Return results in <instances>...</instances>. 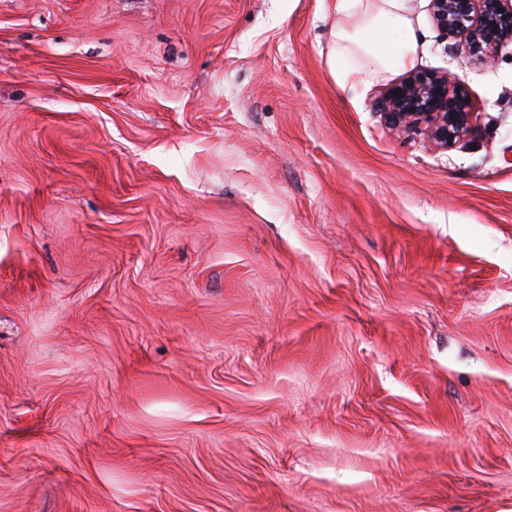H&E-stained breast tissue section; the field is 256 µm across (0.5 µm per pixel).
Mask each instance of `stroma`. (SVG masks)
<instances>
[{
  "instance_id": "obj_1",
  "label": "stroma",
  "mask_w": 512,
  "mask_h": 512,
  "mask_svg": "<svg viewBox=\"0 0 512 512\" xmlns=\"http://www.w3.org/2000/svg\"><path fill=\"white\" fill-rule=\"evenodd\" d=\"M336 0H0V512H512V54L393 129ZM397 88L401 93L394 96ZM467 98L466 84L448 72H414L390 85L381 104L397 129L422 128L435 146L445 150L473 133L475 109L471 100L465 103Z\"/></svg>"
}]
</instances>
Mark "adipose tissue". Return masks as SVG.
<instances>
[{"label": "adipose tissue", "mask_w": 512, "mask_h": 512, "mask_svg": "<svg viewBox=\"0 0 512 512\" xmlns=\"http://www.w3.org/2000/svg\"><path fill=\"white\" fill-rule=\"evenodd\" d=\"M336 15L329 64L348 94L357 95L378 75L414 66L418 44L408 0H336ZM396 31L405 39L395 47L391 35Z\"/></svg>", "instance_id": "1"}]
</instances>
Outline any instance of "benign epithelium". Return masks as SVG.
Returning <instances> with one entry per match:
<instances>
[{"mask_svg": "<svg viewBox=\"0 0 512 512\" xmlns=\"http://www.w3.org/2000/svg\"><path fill=\"white\" fill-rule=\"evenodd\" d=\"M436 26L464 39L473 60L488 64L512 46V0H430ZM401 89L395 96L393 92ZM466 84L446 72H414L390 85L381 104L399 130L420 128L438 148L470 136L476 120Z\"/></svg>", "mask_w": 512, "mask_h": 512, "instance_id": "1", "label": "benign epithelium"}]
</instances>
